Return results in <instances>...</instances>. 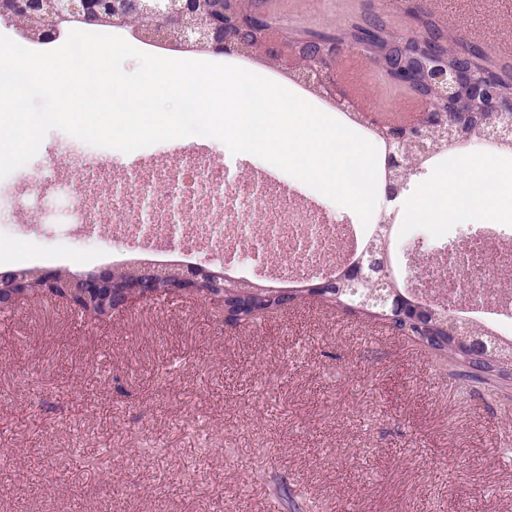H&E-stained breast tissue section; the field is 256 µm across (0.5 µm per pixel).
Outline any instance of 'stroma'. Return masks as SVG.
<instances>
[{"label": "stroma", "instance_id": "1", "mask_svg": "<svg viewBox=\"0 0 512 512\" xmlns=\"http://www.w3.org/2000/svg\"><path fill=\"white\" fill-rule=\"evenodd\" d=\"M289 29L324 31L370 13L405 28L402 0H261ZM456 38L512 66V0H426ZM50 131L0 180L38 187L63 173ZM195 147L216 162L265 168L192 136L125 154ZM482 143L418 173L393 242L436 258L479 227L467 212L418 224V193ZM106 217L62 236L38 217L0 214V273L83 274L140 259ZM512 512V379L478 381L381 320L310 297L254 324L225 325L193 295L136 300L80 317L42 298L0 312V512Z\"/></svg>", "mask_w": 512, "mask_h": 512}]
</instances>
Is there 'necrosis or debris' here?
I'll return each instance as SVG.
<instances>
[{
    "mask_svg": "<svg viewBox=\"0 0 512 512\" xmlns=\"http://www.w3.org/2000/svg\"><path fill=\"white\" fill-rule=\"evenodd\" d=\"M66 171L27 190L22 209L48 221L60 201L69 204L71 230L89 233L104 215L132 225L144 247H177L184 257L211 251L228 269L244 262L264 267L280 281L300 274L331 275L357 245L342 225L322 209L268 174L235 173L193 149L176 158L135 165L122 178L93 152L57 148ZM498 235L477 230L453 240L434 265L417 269L419 296L469 328L487 330V344L512 348V336L499 322L512 314V296L487 293L503 267L512 266V247H498Z\"/></svg>",
    "mask_w": 512,
    "mask_h": 512,
    "instance_id": "obj_1",
    "label": "necrosis or debris"
}]
</instances>
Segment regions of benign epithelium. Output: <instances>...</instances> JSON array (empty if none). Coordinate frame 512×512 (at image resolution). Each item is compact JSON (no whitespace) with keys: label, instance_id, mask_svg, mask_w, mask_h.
<instances>
[{"label":"benign epithelium","instance_id":"1","mask_svg":"<svg viewBox=\"0 0 512 512\" xmlns=\"http://www.w3.org/2000/svg\"><path fill=\"white\" fill-rule=\"evenodd\" d=\"M44 7L53 10L60 22L81 21L87 15L98 13L100 0H41ZM262 11L256 9L232 21L240 29L252 33L254 47L270 61L280 67L295 69L309 82L318 85L334 99L349 108L357 107L341 83L336 79V63L351 46L332 42L321 45L317 57L323 64L315 67L282 32L257 28L253 19ZM391 82L403 92L416 99L417 88L425 83L441 99H452L460 94L468 95L481 106L484 112H496L503 117L512 115V95L504 96L486 89L477 75L470 69L448 68L443 57L418 61L414 66L399 71ZM434 108L426 106L414 113L404 123L405 132L426 136ZM37 281L42 288V297L65 302L73 309H82L80 302L102 296L112 300V309H120L135 299H151L162 292H177L181 295L202 294L209 301L224 303V274L196 264L172 269L156 263H138L122 270L111 268L99 273H90L81 278H62L55 271L13 272L0 285V310H11L27 297L30 283Z\"/></svg>","mask_w":512,"mask_h":512}]
</instances>
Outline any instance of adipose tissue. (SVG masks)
Segmentation results:
<instances>
[{
	"label": "adipose tissue",
	"mask_w": 512,
	"mask_h": 512,
	"mask_svg": "<svg viewBox=\"0 0 512 512\" xmlns=\"http://www.w3.org/2000/svg\"><path fill=\"white\" fill-rule=\"evenodd\" d=\"M455 206L484 218L512 214V178L498 173L489 159L470 155L458 171L441 174L424 189L415 219L436 224Z\"/></svg>",
	"instance_id": "obj_1"
}]
</instances>
